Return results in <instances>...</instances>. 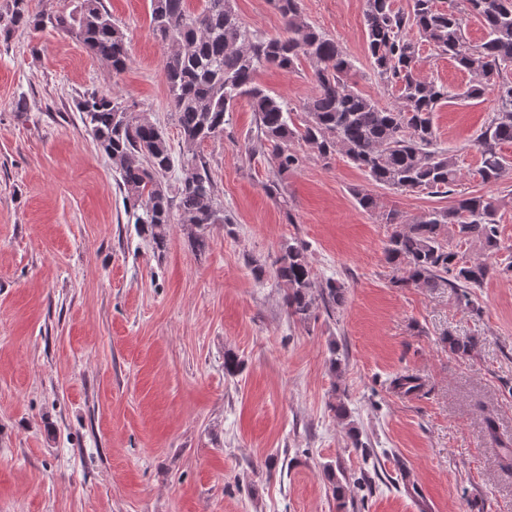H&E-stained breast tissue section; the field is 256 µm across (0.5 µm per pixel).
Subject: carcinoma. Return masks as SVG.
<instances>
[{
  "mask_svg": "<svg viewBox=\"0 0 512 512\" xmlns=\"http://www.w3.org/2000/svg\"><path fill=\"white\" fill-rule=\"evenodd\" d=\"M364 2L370 66L383 86L397 92L396 107L358 91L352 60L335 39L304 20L301 0H271L283 24L274 36L243 26L232 0H204L197 13L187 10L186 0H151L153 31L168 49L162 75L186 145L179 166H174L163 130L146 116L131 117L127 100L91 92L77 109L98 149L115 166L128 222L138 226L153 252L166 250L173 224L189 228L191 246L202 252L205 230L230 223L215 204L211 171L196 147L224 136L226 115L242 99L257 116L279 175L299 165V155L290 149L297 139L315 147L325 160L343 154L368 180L391 190L447 195L460 181L461 169L452 150L439 147L433 114L452 99L478 100L489 94L495 112L473 139L480 154L478 174L485 183L512 177V165L502 154L503 145L512 143V0H450L447 7L438 0H411L406 13L394 9L392 0ZM471 18L485 31L484 41L474 48L463 36ZM19 25L50 27L79 41L117 77L128 67L126 35L102 0H81L79 9L68 15L33 13L28 0H11L0 13V36H9ZM422 43L472 73L463 92L452 94L448 86L421 74ZM303 61L312 68L316 90L301 103L304 119L297 126L288 100L261 87L255 76L262 68L294 71ZM175 167L176 205L162 185ZM353 196L363 211L394 225L384 252L395 286L436 288L445 283L468 305L469 289L496 273L484 260L465 259L454 242L477 243L488 255L500 251V200L461 193L451 205L409 220L396 209L379 210L376 197L363 188ZM273 274L286 288L289 315L298 321H308L321 306L331 312L345 302L344 286L333 279L313 291L312 267L297 244L283 247ZM391 387L410 394L421 382L399 375Z\"/></svg>",
  "mask_w": 512,
  "mask_h": 512,
  "instance_id": "cac0c4a2",
  "label": "carcinoma"
}]
</instances>
